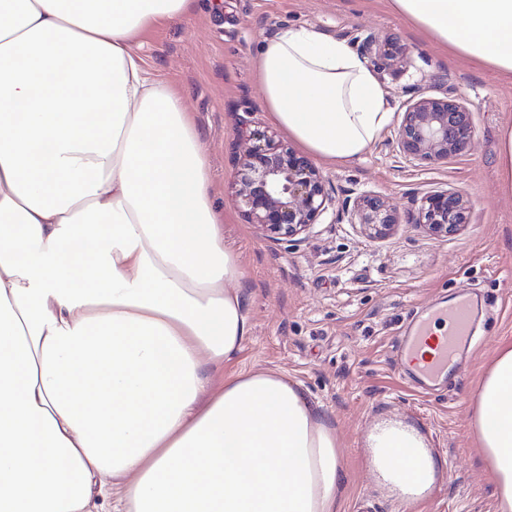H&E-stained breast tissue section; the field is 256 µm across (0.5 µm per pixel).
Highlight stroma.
Wrapping results in <instances>:
<instances>
[{
    "mask_svg": "<svg viewBox=\"0 0 512 512\" xmlns=\"http://www.w3.org/2000/svg\"><path fill=\"white\" fill-rule=\"evenodd\" d=\"M312 26L357 50L369 34L407 52L400 77L379 73L393 120L361 161L322 167L332 203L301 243L276 244L235 201L243 127L270 131L254 75L259 43L285 27ZM146 69L180 91L202 134L213 204L224 239L240 256L250 288L251 332L237 358L211 368L226 375L274 369L321 404L333 423L348 475L343 512H496L482 451L470 428L476 382L500 347L512 345V197L497 189L498 131L512 121V85L440 52L386 0H198L193 14L143 30ZM454 94L470 111L466 150L445 161L405 158L398 132L415 95ZM468 199L470 224L445 238L416 224L417 202L436 190ZM383 199L398 222L368 238L345 211L361 195ZM462 294L487 313L475 349L459 357L435 391H416L395 356L414 313ZM421 433L441 469L427 494L399 497L369 469L366 438L388 421Z\"/></svg>",
    "mask_w": 512,
    "mask_h": 512,
    "instance_id": "obj_1",
    "label": "stroma"
}]
</instances>
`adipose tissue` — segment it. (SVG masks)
Listing matches in <instances>:
<instances>
[{
	"mask_svg": "<svg viewBox=\"0 0 512 512\" xmlns=\"http://www.w3.org/2000/svg\"><path fill=\"white\" fill-rule=\"evenodd\" d=\"M444 52L512 82V0H390ZM194 0H0V512H339L335 427L273 370L212 386L250 332L238 254L180 95L138 53ZM266 111L318 163L391 123L375 71L311 27L260 42ZM473 427L512 512V346ZM401 497L438 461L381 441Z\"/></svg>",
	"mask_w": 512,
	"mask_h": 512,
	"instance_id": "obj_1",
	"label": "adipose tissue"
}]
</instances>
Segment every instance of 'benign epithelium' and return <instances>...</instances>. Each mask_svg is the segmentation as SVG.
Wrapping results in <instances>:
<instances>
[{
  "label": "benign epithelium",
  "mask_w": 512,
  "mask_h": 512,
  "mask_svg": "<svg viewBox=\"0 0 512 512\" xmlns=\"http://www.w3.org/2000/svg\"><path fill=\"white\" fill-rule=\"evenodd\" d=\"M359 48L382 71L392 70L406 55L401 46L379 45L372 35L360 41ZM472 132L470 113L456 98L416 96L407 103L398 146L413 160L438 162L462 153ZM252 140L239 156L236 196L266 239L299 242L328 210L325 180L307 158L276 141L275 135L255 132ZM351 216L372 239L387 236L397 224L395 212L383 200L368 195L354 203ZM471 218V208L461 193L440 190L422 198L415 223L430 235L444 238Z\"/></svg>",
  "instance_id": "benign-epithelium-1"
}]
</instances>
